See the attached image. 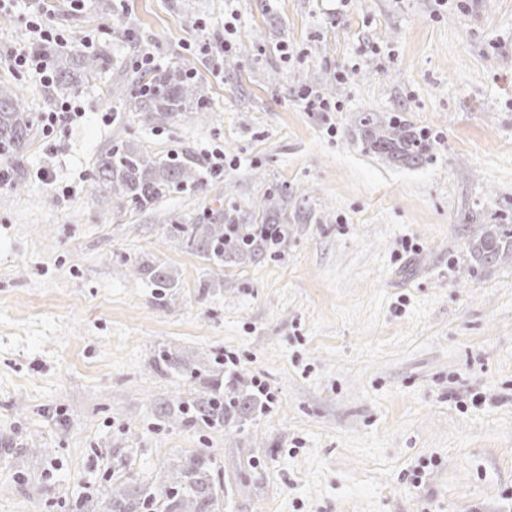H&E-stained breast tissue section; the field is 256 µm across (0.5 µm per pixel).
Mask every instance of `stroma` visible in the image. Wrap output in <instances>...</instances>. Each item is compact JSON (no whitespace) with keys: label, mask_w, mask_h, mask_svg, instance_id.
Here are the masks:
<instances>
[{"label":"stroma","mask_w":512,"mask_h":512,"mask_svg":"<svg viewBox=\"0 0 512 512\" xmlns=\"http://www.w3.org/2000/svg\"><path fill=\"white\" fill-rule=\"evenodd\" d=\"M39 13L110 63L82 118L0 158V512H101L102 487L152 492L200 455L224 512H512V259L468 248L512 227V0H14L0 85L34 116L65 100L8 60ZM175 63L204 120L145 126L113 97ZM369 112L426 157L373 154ZM125 139L199 184L113 210L88 176ZM278 188L288 246L255 263L217 268L167 223ZM216 379L275 399L219 429L158 419Z\"/></svg>","instance_id":"35a3bbf8"}]
</instances>
